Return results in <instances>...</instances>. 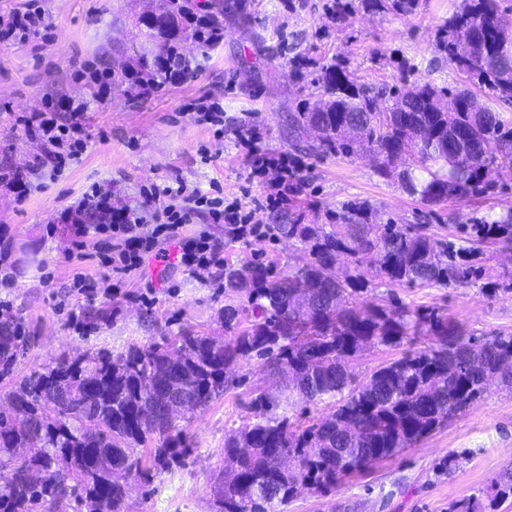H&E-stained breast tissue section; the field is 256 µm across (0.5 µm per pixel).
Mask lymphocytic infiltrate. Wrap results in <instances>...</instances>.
Here are the masks:
<instances>
[{
  "instance_id": "lymphocytic-infiltrate-1",
  "label": "lymphocytic infiltrate",
  "mask_w": 512,
  "mask_h": 512,
  "mask_svg": "<svg viewBox=\"0 0 512 512\" xmlns=\"http://www.w3.org/2000/svg\"><path fill=\"white\" fill-rule=\"evenodd\" d=\"M82 112L73 108L67 122H60L57 112H29L18 117L27 134L39 138L43 150L35 159V168H50L60 171L75 156L74 145L83 132ZM260 134L256 128L243 130L238 136V145L243 151L251 178L265 183L268 192L261 205L274 209L287 203L292 190V181L298 180L304 165L300 158L285 152L262 150L258 141ZM167 198L163 210H154L153 204L160 198ZM205 213L216 224L235 225V235L239 240H247L252 230L249 215L241 213L236 204L224 203L220 197H208L200 191L178 187L152 189L146 193L142 203L121 209H112L106 196L98 189H91L71 212L70 217L82 221L90 217V224H84L83 234L111 232L120 236L123 245L117 258L102 257L103 272L101 283L122 281L126 275L137 269L144 253L151 251L159 240H179L182 225L190 223L192 217ZM153 221V229H146V221ZM182 265L190 269L220 267L224 264V243L209 233L203 232L186 241H179Z\"/></svg>"
}]
</instances>
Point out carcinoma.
I'll return each mask as SVG.
<instances>
[{
	"mask_svg": "<svg viewBox=\"0 0 512 512\" xmlns=\"http://www.w3.org/2000/svg\"><path fill=\"white\" fill-rule=\"evenodd\" d=\"M367 13L411 14L419 0H358ZM209 0H166L138 19L145 42L162 50L121 68L141 94L182 60V21ZM504 0H459L437 30L435 50L480 93L413 80L401 88L356 84L330 66L317 78L320 98L289 116L309 147L379 156L378 175L428 206L489 193L512 170V123L493 103L512 104V33ZM393 105L381 111L385 95ZM468 246L422 224L382 222L366 201L347 202L336 223L270 224L302 250L286 272L254 260L224 265V334L183 331L119 356L102 351L62 358L10 392L15 415H0V463L15 471L0 484V512H41L49 499L72 497L84 512H122L131 476L149 477L133 450L153 440L154 463L183 457L189 446L177 419L224 392L230 371L257 357L288 378L309 402L337 400L334 413L307 425L265 418L277 402L259 393L255 418L224 438L234 459L214 485L216 512H281L303 490L328 493L345 477L396 456L487 392L486 378L512 389V334L476 336L437 310L360 302L380 281L389 286L465 287L484 279L483 248L512 251V209L468 225ZM422 336L435 345L414 349ZM26 343L19 324L0 321V379ZM406 347L401 358L356 381L350 363L368 348ZM512 497V476L496 483L494 505Z\"/></svg>",
	"mask_w": 512,
	"mask_h": 512,
	"instance_id": "carcinoma-1",
	"label": "carcinoma"
}]
</instances>
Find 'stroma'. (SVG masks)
Instances as JSON below:
<instances>
[{"label":"stroma","instance_id":"obj_1","mask_svg":"<svg viewBox=\"0 0 512 512\" xmlns=\"http://www.w3.org/2000/svg\"><path fill=\"white\" fill-rule=\"evenodd\" d=\"M239 14L219 17L221 39L198 42L182 36L180 52L191 60L188 75L162 82L140 96L118 86L113 72L138 47L133 23L143 0H40L50 28L0 45V172L28 170L25 199L0 186V263L15 267L14 285L0 288V318L20 323L27 342L12 375L0 381V410L22 380L61 356L101 350L119 355L163 336L190 329L223 335L224 272L185 270L177 242L161 244L122 287L93 297L77 293L76 274L99 279L100 248L110 235L82 239L79 225L64 214L90 186L112 207L141 200L152 185L183 181L224 196L252 212L254 223H277L284 215L305 224H330L337 207L366 201L400 224H423L452 236L462 224L512 208V174L490 195L468 203L428 207L379 176L364 155H318L293 145L288 115L318 93L321 66H345L358 82L400 86L415 78L460 83L459 74L434 50L436 30L456 0H422L400 16L361 11L343 21L328 18L329 0H242ZM74 102L85 106L86 146L57 173L29 167L43 149L18 126L24 112ZM205 112L224 115V134L202 121ZM260 129V148L297 155L305 163L303 184L285 206L257 209L265 187L249 177L237 145L240 131ZM84 241L77 257L75 243ZM227 261H275L286 270L305 255L287 238L265 233L226 247ZM484 261L499 275L501 290L378 285L375 294L412 307H439L479 336L512 333V255L490 248ZM277 396L290 419L321 418L331 403H304L253 360L234 368L224 393L198 412L187 428L193 452L183 463L135 483L124 512H214L212 487L224 466V437L252 413L251 393ZM512 472V392L491 386L469 411L437 429L416 447L353 474L327 495L306 491L288 512H490L492 483Z\"/></svg>","mask_w":512,"mask_h":512}]
</instances>
